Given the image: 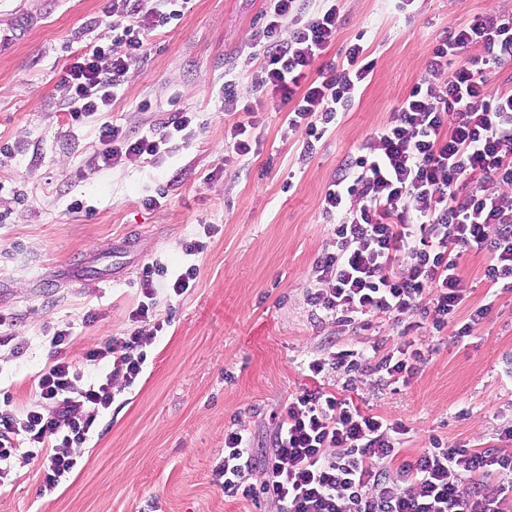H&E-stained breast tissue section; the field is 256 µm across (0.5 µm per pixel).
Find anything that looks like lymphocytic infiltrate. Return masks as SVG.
<instances>
[{"label": "lymphocytic infiltrate", "mask_w": 512, "mask_h": 512, "mask_svg": "<svg viewBox=\"0 0 512 512\" xmlns=\"http://www.w3.org/2000/svg\"><path fill=\"white\" fill-rule=\"evenodd\" d=\"M180 0H109L110 34L74 54L64 65L62 109L71 121L99 118L101 145L91 159L115 167L140 159L158 160L171 141L189 140L196 115L177 113L163 132L129 137L106 121L115 91L144 57L146 36L180 19ZM340 0H265L264 23L251 38L261 58L254 83L288 104L286 135L300 136L312 154L330 126L360 97L376 62L364 45H349L341 65L319 67L336 39ZM288 38H281L282 27ZM481 46L480 60L468 59ZM512 60V14L474 16L451 29L431 50L424 75L395 108L391 120L335 173L322 207L333 219V244L312 268L308 301L324 322L349 330L369 328V315L400 320L432 315L440 330L458 321L455 340L469 337L490 304L467 308L458 273L466 251L488 252L484 276L491 286L512 288V89H491L484 66ZM261 103H242L234 80L224 83V110L244 112L226 139L232 152L252 151L255 114ZM468 174L478 182L461 192ZM198 268L169 273L145 266L142 295L129 313L136 328L89 348L82 362L68 357L74 339L68 323H51L45 340L50 364L35 372L36 400L15 408L0 398V486L11 475L17 447L43 476L41 493H51L77 464L74 448L96 433L112 406L116 385L132 387L144 373L163 323L153 322L158 294L180 297L193 288ZM467 318H460V311ZM152 322V333L139 331ZM422 346L409 342L382 356L337 343L328 357L309 359L306 369L369 373L378 380L408 381ZM53 403L45 413L41 402ZM402 422L362 409L353 400L323 389L289 396L270 446L256 457L250 436L233 431L224 439V460L214 474L225 496L271 500L277 512H506L512 501V453L502 448L468 451L440 443L401 460ZM261 468V487L247 481Z\"/></svg>", "instance_id": "lymphocytic-infiltrate-1"}]
</instances>
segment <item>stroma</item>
Listing matches in <instances>:
<instances>
[{
	"label": "stroma",
	"mask_w": 512,
	"mask_h": 512,
	"mask_svg": "<svg viewBox=\"0 0 512 512\" xmlns=\"http://www.w3.org/2000/svg\"><path fill=\"white\" fill-rule=\"evenodd\" d=\"M107 0H0V35L15 10L37 16L28 38L0 53V314L14 318V341L0 342V389L14 405L34 397L31 376L51 361L43 343L50 322L74 327L69 349L81 360L92 346L131 330L137 280L157 261L180 269V245L214 224L196 256L198 275L184 296L159 297L165 331L136 385L119 389L98 433L75 449L78 466L53 493L25 448L0 486V512H276L267 499L225 497L214 469L227 432L270 445L290 394L313 387L306 359L327 356L338 334L307 300L312 266L332 240L322 212L326 186L345 159L393 116L424 74L437 38L474 16L512 12V0H415L399 13L391 0H343L336 39L321 65L341 63L363 35L376 67L359 98L312 155L286 138L288 108L256 94L260 61L250 39L263 25L264 0H186L180 20L147 36L146 52L118 91L109 121L137 137L161 130L175 113L194 112L189 141L174 140L162 161L102 168L94 122L69 124L59 72L89 43L107 36ZM242 100L261 98L255 153L228 160L225 75ZM159 196L149 208L147 196ZM86 204L70 210L73 200ZM137 245L119 252L124 239ZM488 254H464L462 286L470 306L492 308L465 343L453 326L433 330L416 316L376 318L341 336L364 349L413 340L431 352L407 383L369 374L348 382L341 370L320 382L406 425L405 459L432 439L475 450L496 445L512 421V291L490 297ZM123 278L112 276L114 267ZM25 346L15 352V343Z\"/></svg>",
	"instance_id": "obj_1"
}]
</instances>
